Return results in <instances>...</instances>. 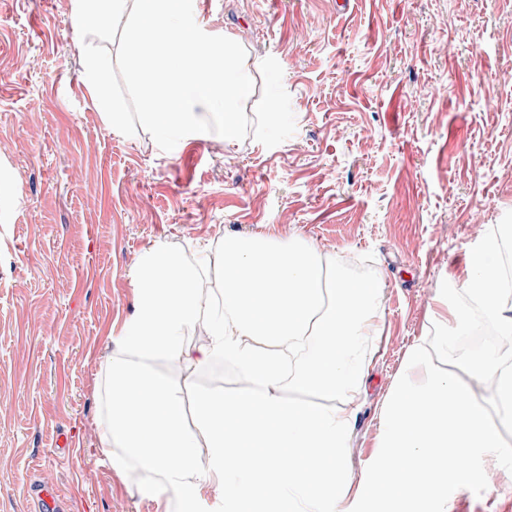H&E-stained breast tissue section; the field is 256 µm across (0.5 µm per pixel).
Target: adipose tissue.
Returning <instances> with one entry per match:
<instances>
[{
  "mask_svg": "<svg viewBox=\"0 0 512 512\" xmlns=\"http://www.w3.org/2000/svg\"><path fill=\"white\" fill-rule=\"evenodd\" d=\"M500 238L482 235L462 286L483 320L512 341L502 298ZM219 257V297L205 295L200 265ZM135 314L102 362L106 413L98 452L114 468L151 473L142 498L158 505L221 496L225 512H360L340 450L350 439L383 317L380 276L352 277L336 255L297 232L225 236L218 254L191 264L158 244L132 264ZM432 340L407 351L382 406L379 452L360 485L389 512H448V488L465 487L470 459L512 471V436L490 410H512V352H461L468 309L440 297ZM204 325L206 339L185 345ZM221 360L242 382L197 391L201 432L185 425L186 389L169 365ZM487 383L477 395L474 383ZM207 455H200V448Z\"/></svg>",
  "mask_w": 512,
  "mask_h": 512,
  "instance_id": "1",
  "label": "adipose tissue"
}]
</instances>
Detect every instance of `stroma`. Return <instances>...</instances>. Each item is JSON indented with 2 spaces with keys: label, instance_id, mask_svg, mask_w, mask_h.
Listing matches in <instances>:
<instances>
[{
  "label": "stroma",
  "instance_id": "35a3bbf8",
  "mask_svg": "<svg viewBox=\"0 0 512 512\" xmlns=\"http://www.w3.org/2000/svg\"><path fill=\"white\" fill-rule=\"evenodd\" d=\"M211 30L274 57L295 133L162 151L113 131L83 83L71 0H0V512H154L137 465L95 455L101 363L135 311L130 271L160 242L293 231L381 275L384 319L343 461L378 449L380 407L435 299L462 300L482 226L512 225V0H197ZM71 448H60V435ZM475 468L448 512H512Z\"/></svg>",
  "mask_w": 512,
  "mask_h": 512
}]
</instances>
